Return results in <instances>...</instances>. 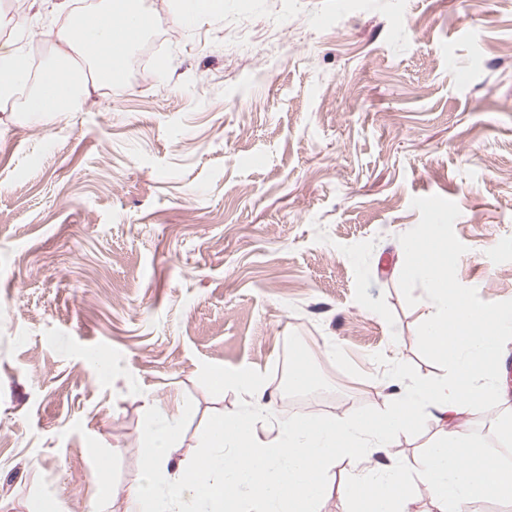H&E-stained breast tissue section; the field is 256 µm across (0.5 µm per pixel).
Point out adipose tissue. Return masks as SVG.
<instances>
[{
	"label": "adipose tissue",
	"mask_w": 512,
	"mask_h": 512,
	"mask_svg": "<svg viewBox=\"0 0 512 512\" xmlns=\"http://www.w3.org/2000/svg\"><path fill=\"white\" fill-rule=\"evenodd\" d=\"M146 33L134 21L131 0H106L93 29L73 24L57 33L68 49H78L101 76L120 74L116 54H129ZM89 94L87 81L63 82L59 69L47 70L22 110L33 117L68 112ZM402 249L410 276L421 279L426 305L425 342L448 371L435 380H416L394 392L387 408L361 417H272L261 401L262 380L213 374L215 384L237 385L251 397L242 413L214 421L203 436V453L174 462L178 423L162 407L151 406L143 446V476L129 490L127 512H320L339 491L347 512H409L410 485L424 486L437 512H468L476 502H512V468L489 457L469 432L439 428L427 449L403 465L392 454L423 410L461 412L472 405L494 408L502 394L497 362L512 333V310L488 311L463 296L448 279L455 263L443 246L438 225L406 239ZM266 437H258V427ZM372 466H363L367 456ZM353 463L341 484L332 472Z\"/></svg>",
	"instance_id": "ef3b65f1"
}]
</instances>
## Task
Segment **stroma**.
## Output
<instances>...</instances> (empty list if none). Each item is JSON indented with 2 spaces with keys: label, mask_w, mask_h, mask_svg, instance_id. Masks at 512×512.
I'll return each instance as SVG.
<instances>
[{
  "label": "stroma",
  "mask_w": 512,
  "mask_h": 512,
  "mask_svg": "<svg viewBox=\"0 0 512 512\" xmlns=\"http://www.w3.org/2000/svg\"><path fill=\"white\" fill-rule=\"evenodd\" d=\"M139 2L156 64L133 47L140 72L39 120L0 101V512H126L149 405L177 418V459L245 409L217 370L288 418L443 376L401 249L428 225L455 287L512 307V8L224 0L195 24ZM66 20L30 12L0 44L39 77ZM446 422L500 453L485 409Z\"/></svg>",
  "instance_id": "35a3bbf8"
}]
</instances>
